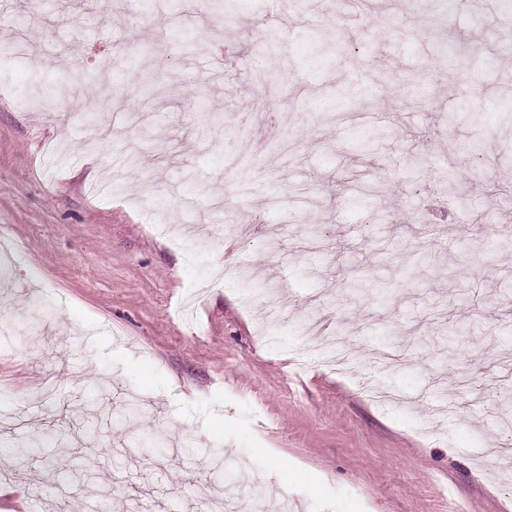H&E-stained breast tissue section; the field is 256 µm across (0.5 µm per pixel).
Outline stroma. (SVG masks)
<instances>
[{"label": "stroma", "instance_id": "1", "mask_svg": "<svg viewBox=\"0 0 512 512\" xmlns=\"http://www.w3.org/2000/svg\"><path fill=\"white\" fill-rule=\"evenodd\" d=\"M114 3L42 0L37 56L0 60V226L20 247L0 267V407L24 420L0 422V512H205L227 483L216 454L265 477L269 512L284 495L302 512H512V480L485 469L489 443L512 445V206L486 188L512 187V40L480 35L512 27V0H238L228 25L203 24L199 0H152L135 28ZM430 23L468 47L457 80H433L409 35ZM104 58L108 90L32 92ZM261 61L282 75L265 92L241 79ZM244 112L280 128L264 153L259 128L224 135ZM441 199L447 223H420ZM259 212L295 219L270 253L222 230ZM160 217L206 247L172 244ZM356 279L389 301L348 298ZM274 287L288 320L269 344ZM326 287L348 374L297 364ZM385 344L402 365L375 364ZM46 375L52 403L35 394ZM368 383L408 400L381 407ZM127 393L140 417L101 422Z\"/></svg>", "mask_w": 512, "mask_h": 512}]
</instances>
